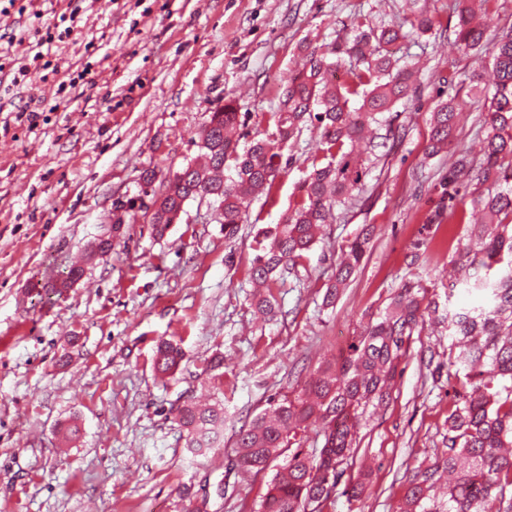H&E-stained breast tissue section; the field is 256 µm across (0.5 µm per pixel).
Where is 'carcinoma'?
I'll use <instances>...</instances> for the list:
<instances>
[{
  "label": "carcinoma",
  "mask_w": 512,
  "mask_h": 512,
  "mask_svg": "<svg viewBox=\"0 0 512 512\" xmlns=\"http://www.w3.org/2000/svg\"><path fill=\"white\" fill-rule=\"evenodd\" d=\"M458 48L492 59L494 93L487 109L482 158L466 152L455 161L434 190L439 203L423 224V246L441 225L468 223L458 211L461 190L487 221L456 240L451 261L463 271L455 284L476 296L462 311L445 310L448 332V393L445 448L434 462L413 467L406 491L394 512H512V32L497 40L474 23L471 0H454ZM403 26H375L365 18L353 24V35L328 51L311 49L288 88L278 95L272 113L275 130L243 140L239 107L228 102L213 112L200 136L198 159L173 174L160 194L161 212L153 231L163 235L189 200L217 203V223L224 237L234 238L253 198L270 192L280 174L283 151L310 123L320 130L311 170L297 186L292 205L278 224L258 231L250 278L269 285L296 266L316 243L321 225L339 205L364 192L363 177L375 148L365 130L380 124L408 96L412 72L390 51L406 38ZM459 104L450 98L430 115L428 154L448 151L454 142ZM231 167L235 177L224 178ZM373 227L367 225L347 246L336 268L328 296L339 290L360 267ZM434 301L421 281L406 280L384 315L364 326L348 352L318 367L303 386L281 399L273 414L255 417L234 443L235 465L259 475L288 454L261 504L263 512H319L353 456L358 411L380 406L414 334L421 333ZM179 347L164 342L156 369L172 375L180 367ZM176 422L187 431L194 453L211 448L224 429V407H201L186 401L177 407ZM320 424L323 445L309 454L304 434Z\"/></svg>",
  "instance_id": "1"
}]
</instances>
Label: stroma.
Instances as JSON below:
<instances>
[{
	"instance_id": "1",
	"label": "stroma",
	"mask_w": 512,
	"mask_h": 512,
	"mask_svg": "<svg viewBox=\"0 0 512 512\" xmlns=\"http://www.w3.org/2000/svg\"><path fill=\"white\" fill-rule=\"evenodd\" d=\"M434 35L397 44L418 69L415 87L376 129L366 192L336 209L325 236L292 273L272 283L278 304L251 302L257 231L279 223L311 167L306 128L286 148L271 195L253 200L228 239L211 207L187 201L179 223L156 236L141 216L112 226V204L138 198L140 176L158 180L194 159L212 108L237 101L243 131L267 127L306 48L331 49L363 16L403 21L405 0H33L0 14V49L33 57L30 31L62 32L53 68L13 85L0 72V512H184L183 489L207 495L208 512H258L269 472L242 473L234 434L293 392L383 313L405 280H423L454 308L452 249L438 231L419 262L413 244L438 195L449 154L428 156L429 114L461 105L459 146L478 153L483 101L469 75L477 61L454 44L453 0H420ZM36 111V127L17 122ZM373 225L359 271L334 303L323 297L343 249ZM108 237L111 249L89 256ZM82 278L49 286L73 263ZM184 360L174 379L157 374L160 340ZM448 326L413 336L386 404L367 407L357 448L340 480L369 482L359 498L333 492L325 512H392L406 469L443 446L448 382L433 380L431 353L448 361ZM224 402L219 447L194 454L173 420L189 400ZM77 418L80 436L60 429Z\"/></svg>"
}]
</instances>
